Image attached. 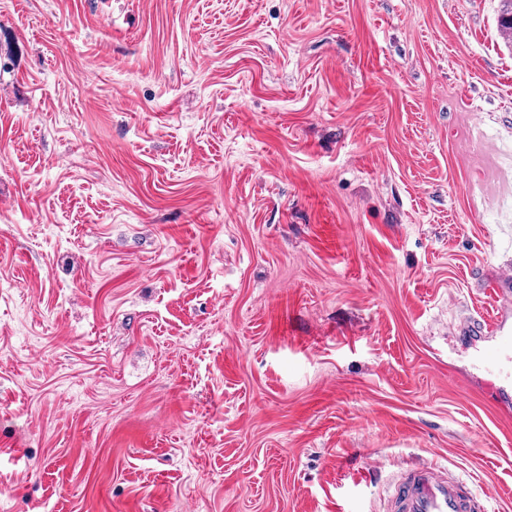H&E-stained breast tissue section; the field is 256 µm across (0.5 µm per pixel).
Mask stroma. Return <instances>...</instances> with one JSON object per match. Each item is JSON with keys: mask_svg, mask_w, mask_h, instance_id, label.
I'll list each match as a JSON object with an SVG mask.
<instances>
[{"mask_svg": "<svg viewBox=\"0 0 512 512\" xmlns=\"http://www.w3.org/2000/svg\"><path fill=\"white\" fill-rule=\"evenodd\" d=\"M498 4L0 0V512H512ZM385 512H486L487 500L472 481L446 467L422 465L398 472L385 499Z\"/></svg>", "mask_w": 512, "mask_h": 512, "instance_id": "obj_1", "label": "stroma"}]
</instances>
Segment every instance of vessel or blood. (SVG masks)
<instances>
[{"mask_svg": "<svg viewBox=\"0 0 512 512\" xmlns=\"http://www.w3.org/2000/svg\"><path fill=\"white\" fill-rule=\"evenodd\" d=\"M385 512H487V501L472 481L438 465H422L398 472Z\"/></svg>", "mask_w": 512, "mask_h": 512, "instance_id": "b4317fda", "label": "vessel or blood"}]
</instances>
